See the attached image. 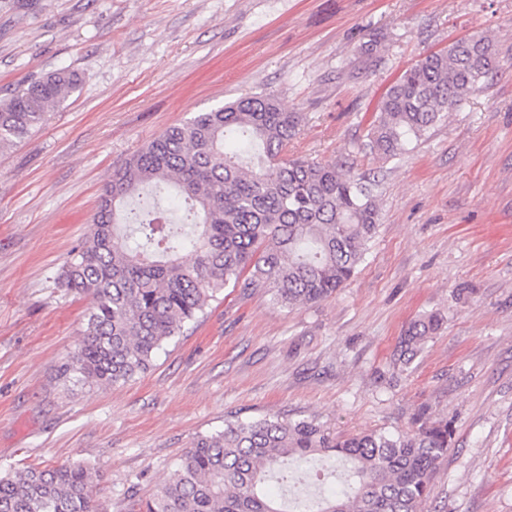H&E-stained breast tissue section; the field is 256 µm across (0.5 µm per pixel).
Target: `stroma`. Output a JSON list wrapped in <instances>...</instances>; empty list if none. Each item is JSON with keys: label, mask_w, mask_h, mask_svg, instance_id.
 <instances>
[{"label": "stroma", "mask_w": 512, "mask_h": 512, "mask_svg": "<svg viewBox=\"0 0 512 512\" xmlns=\"http://www.w3.org/2000/svg\"><path fill=\"white\" fill-rule=\"evenodd\" d=\"M472 36L496 58L482 91L402 156L369 155L385 89ZM59 69L76 91L0 150L1 472L82 463L100 512H128L225 423L313 416L347 436L426 405L455 431L419 512H512V0H0V99ZM253 93L304 113L289 154L375 178L357 273L302 308L225 288L145 375L63 381L89 300L58 273L113 170ZM432 312L441 330L401 370L400 337Z\"/></svg>", "instance_id": "obj_1"}]
</instances>
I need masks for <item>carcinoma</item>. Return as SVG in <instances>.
Listing matches in <instances>:
<instances>
[{
    "instance_id": "1",
    "label": "carcinoma",
    "mask_w": 512,
    "mask_h": 512,
    "mask_svg": "<svg viewBox=\"0 0 512 512\" xmlns=\"http://www.w3.org/2000/svg\"><path fill=\"white\" fill-rule=\"evenodd\" d=\"M495 66L488 37L455 42L406 69L385 91L366 149L383 161L483 88ZM69 70L0 99V149L30 137L76 89ZM303 115L270 93L240 97L167 130L112 172L91 232L68 254L61 287L91 299L83 336L60 367L66 381L117 385L146 374L156 354L228 286L266 290L288 307L331 297L356 274L378 230L377 198L334 164L290 158ZM444 318L409 325L396 362L408 367ZM454 422L418 408L405 429L338 436L314 419L227 423L199 437L131 512H418L448 455ZM337 461L317 495L288 501L271 482L299 462ZM0 512H99L90 467L0 472Z\"/></svg>"
}]
</instances>
